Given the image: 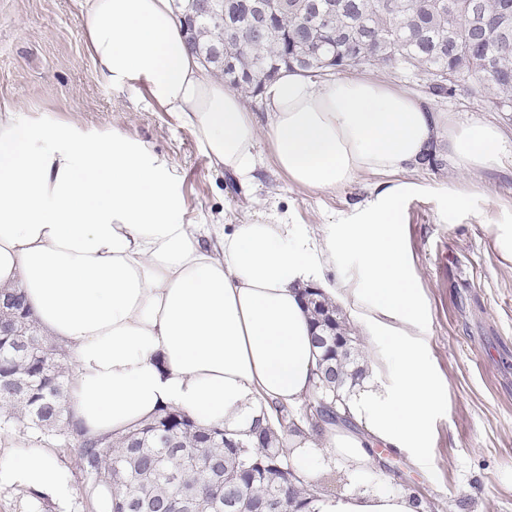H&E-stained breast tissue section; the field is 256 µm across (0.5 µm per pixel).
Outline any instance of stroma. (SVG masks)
I'll return each instance as SVG.
<instances>
[{"label": "stroma", "instance_id": "obj_1", "mask_svg": "<svg viewBox=\"0 0 512 512\" xmlns=\"http://www.w3.org/2000/svg\"><path fill=\"white\" fill-rule=\"evenodd\" d=\"M84 0H0V106L26 118L93 134L119 129L168 158L180 177L185 219L192 224H275L308 230L334 224L367 200L373 180L337 190H307L274 165L265 108L252 107L259 164L251 186L214 169L193 133L135 85L113 90L96 75L81 42ZM463 124L492 123L503 134L494 171L460 173L451 158L438 170L405 174L419 193L404 205L410 267L424 294L420 341L444 382L432 431L429 467L379 449V467L351 476L333 463L318 473L326 494L371 486L412 493L423 512H512V261L500 254L493 225L512 224V112L488 108L461 85L432 102ZM452 191L467 195L453 217L443 213ZM72 478L67 506L19 488L0 489V512H100L89 495L74 448L51 443Z\"/></svg>", "mask_w": 512, "mask_h": 512}]
</instances>
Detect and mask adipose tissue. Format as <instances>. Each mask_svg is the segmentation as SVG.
<instances>
[{
  "instance_id": "obj_1",
  "label": "adipose tissue",
  "mask_w": 512,
  "mask_h": 512,
  "mask_svg": "<svg viewBox=\"0 0 512 512\" xmlns=\"http://www.w3.org/2000/svg\"><path fill=\"white\" fill-rule=\"evenodd\" d=\"M81 38L104 82L143 86L212 166L254 182L255 119L189 50L173 0H85ZM263 96L280 171L311 190L372 176L369 199L317 235L283 222L188 224L173 166L147 144L0 108V288L22 289L40 331L68 349L65 416L97 440L164 407L239 432L261 406L301 403L316 369L301 290L323 282L385 354L348 401L355 430L328 425L320 439H291L303 475L330 458L354 472L373 468L379 446L427 464L442 383L418 339L426 305L407 255L403 206L417 187L396 175L432 149L462 173L496 169L501 132L457 123L377 80L285 72ZM8 446L0 487L69 501L71 476L48 448L20 434ZM307 509L419 505L360 489Z\"/></svg>"
}]
</instances>
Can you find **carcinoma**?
<instances>
[{
    "label": "carcinoma",
    "instance_id": "carcinoma-1",
    "mask_svg": "<svg viewBox=\"0 0 512 512\" xmlns=\"http://www.w3.org/2000/svg\"><path fill=\"white\" fill-rule=\"evenodd\" d=\"M277 28L268 39H249L239 19V36L229 48L244 46L246 80L227 87L249 97L261 95L269 78L299 70L319 76L328 70H382L401 67L426 76L427 93L446 98L460 84L498 112L512 111V0H335L334 19L305 24L298 5L310 0H272ZM482 6L486 30L470 28L468 14ZM222 14L195 25V55L224 75L223 59L211 54L221 38ZM509 29L502 45L499 29ZM314 332L325 330L344 341L340 351L315 344L318 366L311 393L297 411L261 410L255 430L201 428L185 413L165 408L150 421L118 437L89 441L64 416L69 375L68 350L43 336L22 293H0V430L22 428L38 442L62 440L77 448L81 471L91 487L111 490L110 512H188V501L215 512H303L321 486L300 474L286 437L305 427L353 426L347 401L362 386L369 368L347 317L323 293L307 299Z\"/></svg>",
    "mask_w": 512,
    "mask_h": 512
}]
</instances>
